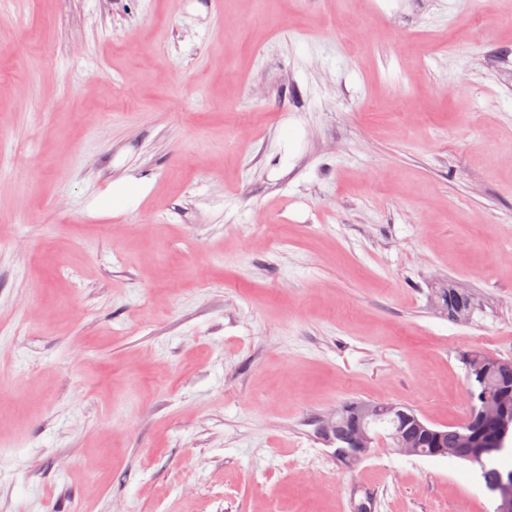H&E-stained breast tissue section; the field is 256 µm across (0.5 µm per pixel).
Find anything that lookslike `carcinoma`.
<instances>
[{"label":"carcinoma","mask_w":512,"mask_h":512,"mask_svg":"<svg viewBox=\"0 0 512 512\" xmlns=\"http://www.w3.org/2000/svg\"><path fill=\"white\" fill-rule=\"evenodd\" d=\"M438 298L442 300L448 315L456 316L455 302L460 301L464 307L471 308L467 294L456 288L438 289ZM491 355L478 350H468L461 355L463 363L479 361L484 367L483 379H478L476 373L467 371V386L470 406L475 407L487 400L499 399L504 409L507 427H486L474 415H468L467 420L459 426H440L421 417L411 408L401 407L402 413H386L377 420L378 427L387 433V438L397 435H407L417 446L416 455L420 457H437V449L452 447L453 437L458 435L468 442V453L460 459L477 464L480 476L486 489L493 493L500 478H512V470L503 472L498 467H488L486 460L500 457L509 452L508 445L512 443V382H505L499 373L498 366L490 362Z\"/></svg>","instance_id":"cac0c4a2"}]
</instances>
